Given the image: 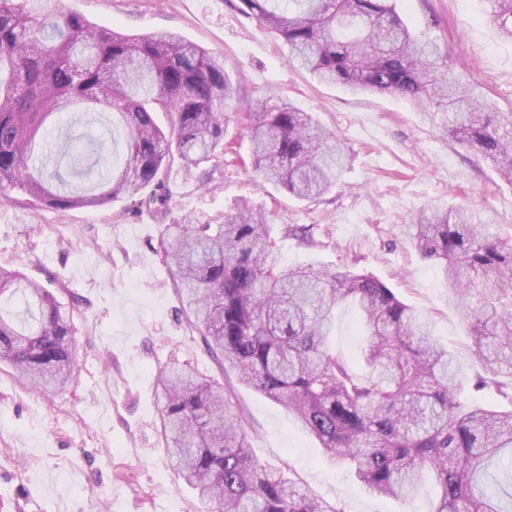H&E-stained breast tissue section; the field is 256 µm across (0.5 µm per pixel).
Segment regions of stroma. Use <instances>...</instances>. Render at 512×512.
<instances>
[{
    "label": "stroma",
    "instance_id": "obj_1",
    "mask_svg": "<svg viewBox=\"0 0 512 512\" xmlns=\"http://www.w3.org/2000/svg\"><path fill=\"white\" fill-rule=\"evenodd\" d=\"M63 2L99 26L129 34L170 30L223 56L225 69L240 78L233 109L254 98H286L336 133L350 164L320 200L305 202L256 186L247 133L230 126L239 146L225 153L209 183L171 173V219L215 216L247 196L272 209L275 224L304 228L307 243L282 240L280 261L348 266L386 284L428 316L432 334L467 375L461 402L472 403L476 369L464 310L438 266L411 246L405 225L422 208L463 205L480 211L491 233L512 234V184L494 166L441 137L406 99L355 94L289 64L287 45L242 12L240 0ZM393 3L417 37L435 41L480 91L512 109V40L500 35L486 0ZM107 120L96 112L67 114L51 130V161L71 186L91 180L71 175L74 150L60 144L61 128L96 136ZM161 224L122 199L103 210L65 212L19 192L0 200V265L39 281L70 309L77 363L73 382L57 392L29 388L0 364V512H197L161 435L157 377L171 361L223 383L244 416L254 457L288 470L315 498L342 512H430L437 488L429 476L406 504L369 493L326 462L281 405L218 365L187 323ZM329 341L359 360L363 328L353 304L337 309Z\"/></svg>",
    "mask_w": 512,
    "mask_h": 512
}]
</instances>
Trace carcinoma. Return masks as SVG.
Returning a JSON list of instances; mask_svg holds the SVG:
<instances>
[{"instance_id": "cac0c4a2", "label": "carcinoma", "mask_w": 512, "mask_h": 512, "mask_svg": "<svg viewBox=\"0 0 512 512\" xmlns=\"http://www.w3.org/2000/svg\"><path fill=\"white\" fill-rule=\"evenodd\" d=\"M512 39V0H486ZM288 46L289 59L352 92L392 93L422 108L443 136L512 179V112L476 92L467 74L419 42L392 0H241ZM239 80L224 60L173 32L94 26L60 0H0V198L21 192L55 210L100 209L125 198L167 216L169 172L224 164L227 108ZM112 114L122 153L103 165L87 140L77 165L97 182L81 192L49 171L43 133L54 115ZM164 112L170 125L161 127ZM258 180L315 201L345 167L339 138L292 102L257 100L241 113ZM410 243L440 265L465 311L475 387L488 403L457 401L460 369L425 317L373 276L282 265L271 213L242 198L222 216L163 225L166 258L189 322L238 380L283 406L324 451L377 496L407 502L423 472L440 496L432 512H512V235L467 209L421 210ZM0 363L36 389H62L76 367L70 315L48 289L0 266ZM351 300L366 330L365 373L327 343L336 307ZM172 466L205 512H342L249 452V433L224 388L179 366L157 384Z\"/></svg>"}]
</instances>
